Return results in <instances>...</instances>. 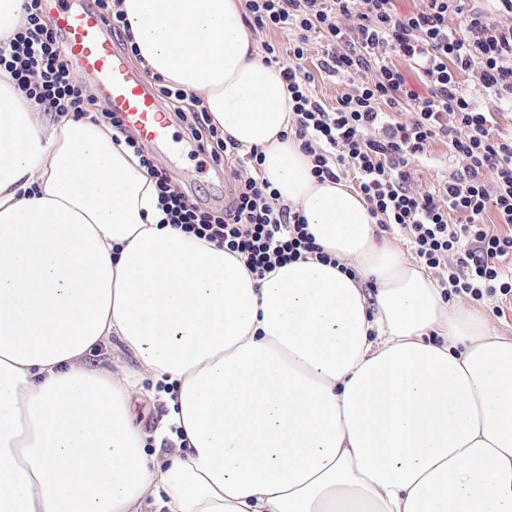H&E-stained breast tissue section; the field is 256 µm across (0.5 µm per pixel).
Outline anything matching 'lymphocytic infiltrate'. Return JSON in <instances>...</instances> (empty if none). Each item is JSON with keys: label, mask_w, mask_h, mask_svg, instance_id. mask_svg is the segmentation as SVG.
Here are the masks:
<instances>
[{"label": "lymphocytic infiltrate", "mask_w": 512, "mask_h": 512, "mask_svg": "<svg viewBox=\"0 0 512 512\" xmlns=\"http://www.w3.org/2000/svg\"><path fill=\"white\" fill-rule=\"evenodd\" d=\"M470 0H423L422 8L399 13L394 0H243L244 19L259 29L294 30L288 47L263 45L266 64H277L292 100V128L319 180L355 175L361 196L380 226L408 230L420 262L437 269L456 254L447 274L456 294L475 299L512 294V235L487 230L483 216L494 210L498 223L512 224V136L496 133L495 118L512 112V26L489 23ZM23 26L0 42V67L10 72L30 98L60 113L82 115L86 98L73 83L58 36L44 20L42 0H27ZM462 20L448 24L449 16ZM326 49L320 70L353 79L350 93L327 108L313 92V75L302 61L312 41ZM425 86H407L405 69ZM476 72L495 103L485 108L460 85L457 75ZM168 99L190 100L182 119L195 141L205 142L213 158L237 160L235 197L219 215L202 212L166 172L143 154L138 141L127 147L155 181L158 207L167 223L244 257L258 274L323 251L309 234L305 218L282 204L277 191L259 176L262 154L242 152L214 125L201 99L163 85ZM445 142L461 169L437 192L414 188L413 163L432 142ZM464 215L461 224L449 213Z\"/></svg>", "instance_id": "1"}]
</instances>
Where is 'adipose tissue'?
<instances>
[{"label":"adipose tissue","instance_id":"obj_1","mask_svg":"<svg viewBox=\"0 0 512 512\" xmlns=\"http://www.w3.org/2000/svg\"><path fill=\"white\" fill-rule=\"evenodd\" d=\"M118 8L325 256L260 276L163 223L109 125L47 117L0 69V512H512V339L312 175L241 0ZM113 339L152 387L89 364ZM158 395L151 437L188 445L160 462L133 422Z\"/></svg>","mask_w":512,"mask_h":512}]
</instances>
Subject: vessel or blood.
<instances>
[{
	"label": "vessel or blood",
	"mask_w": 512,
	"mask_h": 512,
	"mask_svg": "<svg viewBox=\"0 0 512 512\" xmlns=\"http://www.w3.org/2000/svg\"><path fill=\"white\" fill-rule=\"evenodd\" d=\"M54 25L66 45L65 62L90 75L100 98L139 141L173 146L171 121L153 87L115 47L99 10L80 0H50Z\"/></svg>",
	"instance_id": "1"
}]
</instances>
